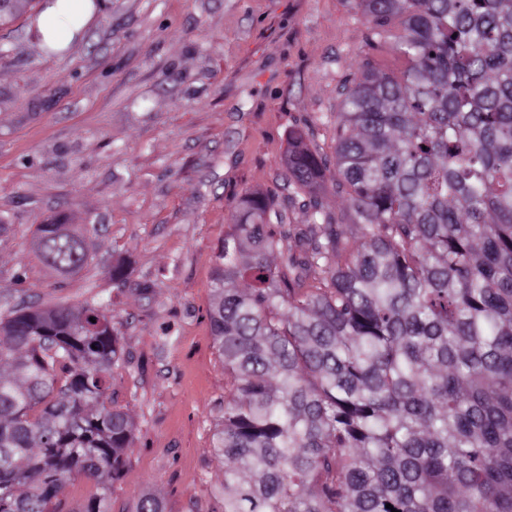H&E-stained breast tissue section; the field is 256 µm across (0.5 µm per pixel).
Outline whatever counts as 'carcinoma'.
<instances>
[{
	"instance_id": "cac0c4a2",
	"label": "carcinoma",
	"mask_w": 512,
	"mask_h": 512,
	"mask_svg": "<svg viewBox=\"0 0 512 512\" xmlns=\"http://www.w3.org/2000/svg\"><path fill=\"white\" fill-rule=\"evenodd\" d=\"M349 5L366 32L336 155L307 125L288 143L304 223L248 189L216 254L224 512H512V0ZM394 24L397 73L375 57ZM37 232L58 274L87 263L73 225ZM121 361L102 304L0 319V512H60L74 475L95 483L76 512H111Z\"/></svg>"
}]
</instances>
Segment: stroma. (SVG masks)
<instances>
[{"mask_svg":"<svg viewBox=\"0 0 512 512\" xmlns=\"http://www.w3.org/2000/svg\"><path fill=\"white\" fill-rule=\"evenodd\" d=\"M104 3L62 50H46L31 17L0 29V316L105 304L123 355L109 391L135 423L111 512L146 493L165 512H222L215 252L245 190L287 208L296 125L334 155L365 27L347 0ZM59 213L89 229L70 276L34 246Z\"/></svg>","mask_w":512,"mask_h":512,"instance_id":"35a3bbf8","label":"stroma"}]
</instances>
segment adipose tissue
Instances as JSON below:
<instances>
[{"label":"adipose tissue","mask_w":512,"mask_h":512,"mask_svg":"<svg viewBox=\"0 0 512 512\" xmlns=\"http://www.w3.org/2000/svg\"><path fill=\"white\" fill-rule=\"evenodd\" d=\"M98 10L94 0H45L35 29L44 43L63 48L82 33Z\"/></svg>","instance_id":"obj_1"}]
</instances>
